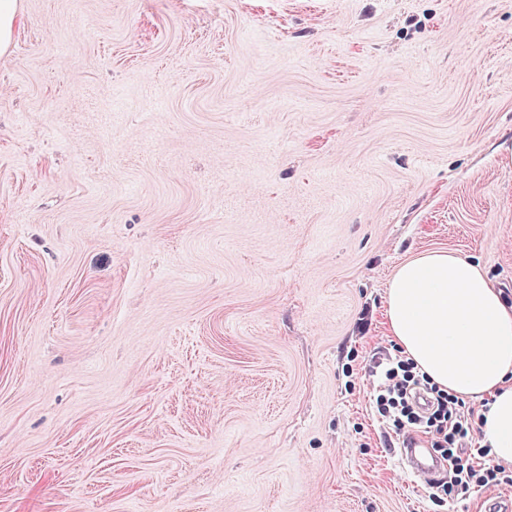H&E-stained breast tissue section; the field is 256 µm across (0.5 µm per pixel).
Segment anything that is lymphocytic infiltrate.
I'll return each mask as SVG.
<instances>
[{
    "label": "lymphocytic infiltrate",
    "mask_w": 512,
    "mask_h": 512,
    "mask_svg": "<svg viewBox=\"0 0 512 512\" xmlns=\"http://www.w3.org/2000/svg\"><path fill=\"white\" fill-rule=\"evenodd\" d=\"M372 375L373 411L384 430L401 437H424L448 466L446 476L428 481L432 498L512 487V467L487 465L488 449L472 444L475 407L430 384L408 358L397 353L376 362Z\"/></svg>",
    "instance_id": "obj_1"
}]
</instances>
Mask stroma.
Instances as JSON below:
<instances>
[{
	"label": "stroma",
	"mask_w": 512,
	"mask_h": 512,
	"mask_svg": "<svg viewBox=\"0 0 512 512\" xmlns=\"http://www.w3.org/2000/svg\"><path fill=\"white\" fill-rule=\"evenodd\" d=\"M512 293V0H19L0 512H486L371 411L395 268Z\"/></svg>",
	"instance_id": "35a3bbf8"
}]
</instances>
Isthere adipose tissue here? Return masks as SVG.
I'll list each match as a JSON object with an SVG mask.
<instances>
[{
	"label": "adipose tissue",
	"mask_w": 512,
	"mask_h": 512,
	"mask_svg": "<svg viewBox=\"0 0 512 512\" xmlns=\"http://www.w3.org/2000/svg\"><path fill=\"white\" fill-rule=\"evenodd\" d=\"M391 335L431 383L483 399L481 444L512 464V305L484 270L455 251L418 254L394 270L387 288Z\"/></svg>",
	"instance_id": "1"
}]
</instances>
